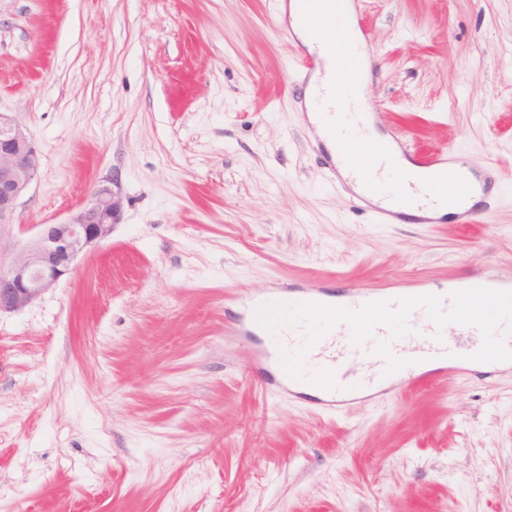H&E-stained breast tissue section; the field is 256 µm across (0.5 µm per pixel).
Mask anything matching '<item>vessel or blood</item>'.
<instances>
[{"label":"vessel or blood","instance_id":"1","mask_svg":"<svg viewBox=\"0 0 512 512\" xmlns=\"http://www.w3.org/2000/svg\"><path fill=\"white\" fill-rule=\"evenodd\" d=\"M343 2V7L329 16L336 25V39L323 44L338 73L332 98L341 112L348 111L357 86L371 67L370 60L355 56L351 47L367 29L356 24L352 0ZM363 147L359 131L343 136L340 159L327 164L330 189H346L342 171ZM412 159L431 175L459 163L451 151H416ZM358 176L369 194H385L395 202L394 207L375 209L374 223H400L409 210L417 208L416 199L404 190L401 180L379 179L370 169L359 171ZM475 288L484 289L494 303L491 319L467 314L463 308V301ZM252 308L257 316L279 321L274 365L281 372L283 389L292 392L301 384L319 391V404L327 415H338L357 397L388 398L403 386L405 376L417 365L416 358L405 354L403 343L419 317L428 320L422 352L447 355L438 374L464 373L472 360L495 367L504 358L512 359V289L478 277L459 283L444 296L421 282L394 295L355 288L340 301L330 299L320 288L298 293L276 288L253 299ZM452 326L462 337L460 343L448 341L447 331Z\"/></svg>","mask_w":512,"mask_h":512}]
</instances>
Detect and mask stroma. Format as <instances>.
I'll return each instance as SVG.
<instances>
[{
	"label": "stroma",
	"instance_id": "1",
	"mask_svg": "<svg viewBox=\"0 0 512 512\" xmlns=\"http://www.w3.org/2000/svg\"><path fill=\"white\" fill-rule=\"evenodd\" d=\"M290 0H0V111L39 148L0 268L92 185L121 219L0 315V512H512V368L341 416L271 385L249 300L512 283V0H362L378 130L494 157L471 224L330 189Z\"/></svg>",
	"mask_w": 512,
	"mask_h": 512
}]
</instances>
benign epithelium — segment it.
<instances>
[{
	"label": "benign epithelium",
	"mask_w": 512,
	"mask_h": 512,
	"mask_svg": "<svg viewBox=\"0 0 512 512\" xmlns=\"http://www.w3.org/2000/svg\"><path fill=\"white\" fill-rule=\"evenodd\" d=\"M39 167L40 152L30 133L9 113L0 112V224L12 218ZM121 210L120 192L112 183H102L93 186L86 202L66 220L41 225L13 265L0 269V313L23 309L71 274L78 256L111 234Z\"/></svg>",
	"instance_id": "benign-epithelium-1"
}]
</instances>
